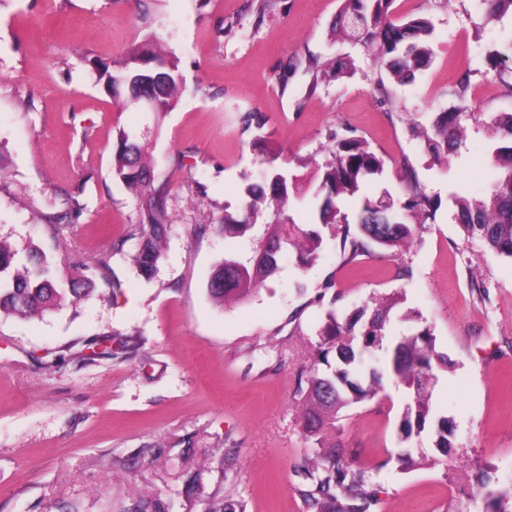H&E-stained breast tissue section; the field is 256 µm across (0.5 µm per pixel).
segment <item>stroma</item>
<instances>
[{"label": "stroma", "instance_id": "1", "mask_svg": "<svg viewBox=\"0 0 512 512\" xmlns=\"http://www.w3.org/2000/svg\"><path fill=\"white\" fill-rule=\"evenodd\" d=\"M340 0H0V240L37 248L62 265L93 257L103 233L124 240L110 266L120 290L96 283L76 303L43 316H0V512H204L240 503L245 512H307L296 471L316 457L294 399L310 342L327 310L348 316L397 296L391 331L427 328L446 359L432 401L452 423L445 464L399 467L403 448L436 455L432 430L401 443L404 394L342 411L336 438L367 470L373 512H490L477 485L512 512V259L489 252L454 221V194L480 193L503 138L486 124L512 113V89L491 51L512 53V15L484 24L480 0H394L395 14L429 15L432 62L414 82L388 81L360 46L336 40ZM176 58L185 91L164 118L115 101L94 64L124 59L135 43ZM343 59L349 72L311 87L310 61ZM287 73V87L277 78ZM474 118L445 164L412 137L452 111L462 79ZM261 115L259 133L239 117ZM350 128L383 158L364 190L405 197V170L440 196L433 223L406 251L372 248L337 268L325 237L312 267L283 260L246 299L215 302L207 283L224 256L247 259L265 232L224 235L225 212L243 208L264 164L254 136L293 171L324 163L331 132ZM149 142L167 182L170 229L151 280L129 256L139 204L112 175L119 129ZM182 156V167L170 160ZM79 198L78 222L53 230L42 213ZM335 286L323 289L327 276Z\"/></svg>", "mask_w": 512, "mask_h": 512}]
</instances>
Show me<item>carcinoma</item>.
Returning a JSON list of instances; mask_svg holds the SVG:
<instances>
[{
  "label": "carcinoma",
  "instance_id": "1",
  "mask_svg": "<svg viewBox=\"0 0 512 512\" xmlns=\"http://www.w3.org/2000/svg\"><path fill=\"white\" fill-rule=\"evenodd\" d=\"M393 0H341L336 15V36L361 45L384 66L392 79L407 83L428 66L432 59L430 38L433 26L423 14H409L393 19L389 8ZM485 24L500 21L512 14V0H481ZM99 79L114 96L127 93L128 85L140 74L158 68L162 80L149 89L152 112L159 117L170 112L184 92L178 63L164 57L149 44H135L123 62L111 66L95 63ZM346 62L337 60L324 69H315L313 84L340 78L347 73ZM442 112L431 127H411L412 134L422 142L424 150L435 161L448 159L457 151L465 134V109ZM504 131L512 137V113H501L487 124L488 136ZM265 154L266 168L262 183L248 188L244 203L246 217L224 215V233L240 235L250 227V219L266 212L270 222L254 255L248 261L232 256L215 265L209 291L218 302L240 300L254 293L265 280L279 270L281 256L271 257L268 248L285 241L282 253L293 254L295 265L305 269L319 258L323 243L321 232L310 224H297L288 214L292 198L300 199L301 178L275 165L276 153L263 137L253 141ZM149 144L130 140L120 130L112 160L113 176L120 180L139 202V224L131 233L137 238L132 263L142 277H151L163 258V243L169 224L167 212L168 185L155 179L146 159ZM330 159L315 173L318 181L316 197L318 220L339 242L338 267L354 263L368 253L373 245L387 249L407 250L414 240V225L422 226L435 219L441 202L426 194L416 174L407 170V199L397 202L390 192L382 190L378 198L363 195L364 186L384 171L383 159L360 137L333 133L326 147ZM497 173L479 195L455 197V221L469 237H477L493 252L512 258V146L494 151ZM341 200L360 203L355 224L341 212ZM84 206L77 197L67 199L64 214L45 215L43 219L53 231L61 224L77 220ZM115 244L104 243L96 259L83 265L85 273L76 277H59L56 263L44 252L32 249L18 253L0 240V314L33 317L87 295L95 279L112 281L119 288L117 277L110 276L109 258ZM391 306L388 299L375 302L371 317L355 331L357 319H341L336 311L326 314L325 322L316 330L314 358L305 384L295 394L306 433L317 437L321 459L298 471L303 480L302 497L309 512H370L377 503V491L371 476L363 468L354 467L339 452L335 422L339 411L353 404L366 402L385 390V380L408 390L410 401L404 405L401 429L405 438L425 431L434 415L431 402L436 383L435 371L444 362L436 351L435 338L429 329L400 339H387ZM335 353L336 363L329 360Z\"/></svg>",
  "mask_w": 512,
  "mask_h": 512
}]
</instances>
